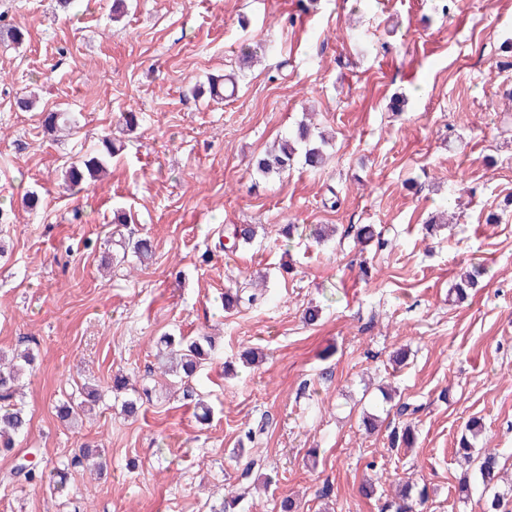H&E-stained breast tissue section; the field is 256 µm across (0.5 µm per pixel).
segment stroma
Segmentation results:
<instances>
[{"label":"stroma","instance_id":"1","mask_svg":"<svg viewBox=\"0 0 512 512\" xmlns=\"http://www.w3.org/2000/svg\"><path fill=\"white\" fill-rule=\"evenodd\" d=\"M127 2L115 21L112 0H0V352L38 357L29 430L0 456V512H210L252 455L274 482L240 512L286 497L298 512H394L403 477L427 490L415 512H484L496 494L512 512V67L496 65L512 0ZM230 73L236 98L197 94ZM46 110L72 112L71 135L45 133ZM308 117L332 137L327 165L257 174ZM105 135L123 146L106 175L66 189ZM119 207L148 260L105 244ZM240 224L259 225L253 244L231 246ZM319 225L335 235L316 242ZM364 225L383 245L358 244ZM473 263L487 273L457 299ZM260 279L266 303L222 311L226 287ZM166 333L214 337L197 383L210 421L158 373ZM118 371L156 387L136 416L109 392ZM86 381L104 402L74 427L55 407ZM474 418L475 448L506 478L493 492L455 455ZM407 426L413 447L393 445ZM84 445L104 449L106 478L70 469L61 496L5 479L25 455L47 474Z\"/></svg>","mask_w":512,"mask_h":512}]
</instances>
